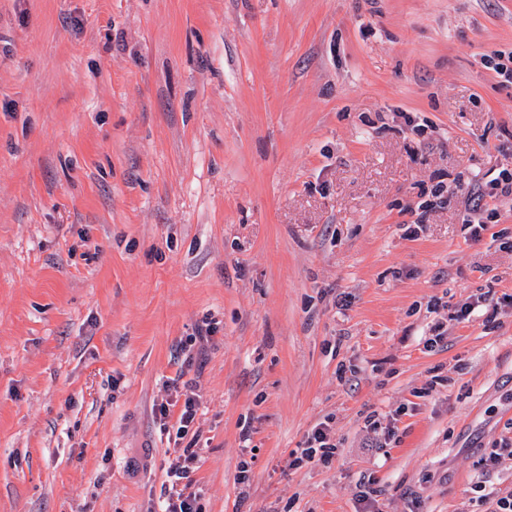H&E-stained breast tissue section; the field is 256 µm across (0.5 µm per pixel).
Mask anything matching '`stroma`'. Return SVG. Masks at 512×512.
Wrapping results in <instances>:
<instances>
[{
	"instance_id": "1",
	"label": "stroma",
	"mask_w": 512,
	"mask_h": 512,
	"mask_svg": "<svg viewBox=\"0 0 512 512\" xmlns=\"http://www.w3.org/2000/svg\"><path fill=\"white\" fill-rule=\"evenodd\" d=\"M496 52L512 0H0V512H150L188 392L202 512L512 494Z\"/></svg>"
}]
</instances>
